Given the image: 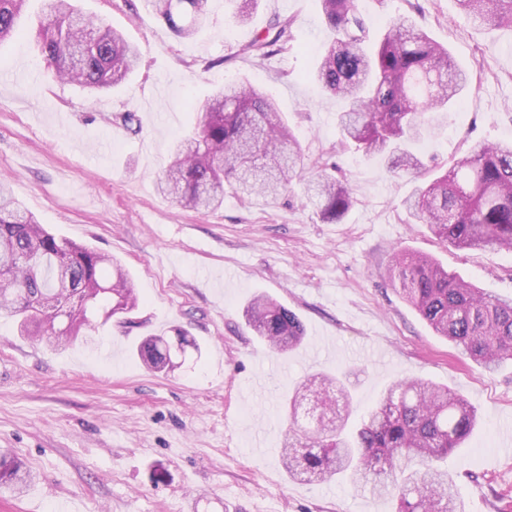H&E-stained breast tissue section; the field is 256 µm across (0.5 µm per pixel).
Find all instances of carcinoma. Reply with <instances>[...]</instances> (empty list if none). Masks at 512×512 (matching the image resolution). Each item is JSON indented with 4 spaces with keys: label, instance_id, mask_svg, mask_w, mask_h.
Instances as JSON below:
<instances>
[{
    "label": "carcinoma",
    "instance_id": "carcinoma-1",
    "mask_svg": "<svg viewBox=\"0 0 512 512\" xmlns=\"http://www.w3.org/2000/svg\"><path fill=\"white\" fill-rule=\"evenodd\" d=\"M28 0H0V42L18 34ZM211 0H150L153 10L182 37L206 21ZM233 18L247 23L258 0H233ZM476 24L512 29V0H457ZM333 38L321 54L312 79L345 102L337 122L344 139L368 157L386 156L391 169L416 174L417 157L408 145L429 128L442 126L444 112L470 83V74L451 59L408 16L397 18L371 47L357 0H320ZM40 21V49L60 79L96 90L125 80L137 51L97 18L84 16L70 0H46ZM291 21L272 19L244 45L242 53L264 59L288 38ZM305 165L290 128L277 116L273 100L251 84L230 82L199 108L198 129L179 140L158 189L190 210H215L224 203V185L248 193L264 206L304 179ZM322 219L339 221L354 205L349 187L322 171L307 180ZM416 224H425L441 242L457 248L512 251V142L474 143L443 175L420 185L404 200ZM407 301L462 354L495 371L512 359V300L484 294L448 273L431 257L399 252L393 257ZM137 305L132 280L121 264L86 246L56 236L39 224L0 182V313L18 322L27 336L76 339ZM68 314L60 332L50 321ZM248 325L277 351L290 350L305 337L295 312L270 298L255 297ZM198 345L186 334L176 343L152 336L138 355L166 367L179 350ZM324 401L349 402L345 383L324 373L307 377L288 394V431L281 457L288 474L306 473L321 481L336 476L354 491L391 496L396 512H464L442 463L468 439L475 409L458 393L421 379H403L352 432L348 417L332 428L300 437L297 409L305 391ZM30 480L18 460L0 451V492L19 495Z\"/></svg>",
    "mask_w": 512,
    "mask_h": 512
}]
</instances>
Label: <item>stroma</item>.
I'll use <instances>...</instances> for the list:
<instances>
[{
  "instance_id": "obj_1",
  "label": "stroma",
  "mask_w": 512,
  "mask_h": 512,
  "mask_svg": "<svg viewBox=\"0 0 512 512\" xmlns=\"http://www.w3.org/2000/svg\"><path fill=\"white\" fill-rule=\"evenodd\" d=\"M136 45L139 67L90 95L42 58L29 0L21 34L0 44V180L60 237L121 261L141 298L129 323L57 346L21 335L0 313V448L31 471L0 512L75 498L83 512H395L344 482L288 476L280 460L282 404L317 372L345 375L359 421L396 380L421 377L462 394L479 421L449 455L465 512H512V361L484 371L437 335L403 298L399 251L433 256L450 273L512 299V252L444 246L403 205L475 141H512V30L474 25L455 0H360L370 41L407 16L472 80L443 127L414 145L418 178L389 172L342 142L341 100L310 77L329 31L319 0H259L229 22L213 0L206 25L178 37L147 0H75ZM292 21L275 55L241 48L274 17ZM273 97L308 166L338 167L355 206L338 223L317 214L303 183L257 206L225 193L199 214L161 195L175 141L225 82ZM135 115L133 125L121 116ZM265 294L295 311L307 335L281 354L249 327ZM185 331L190 366L149 369L136 353L153 335Z\"/></svg>"
}]
</instances>
